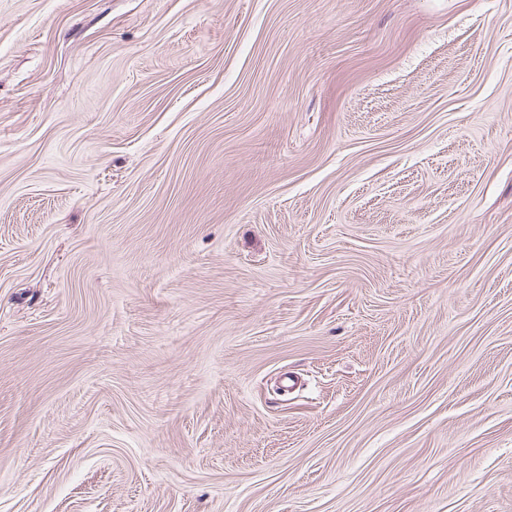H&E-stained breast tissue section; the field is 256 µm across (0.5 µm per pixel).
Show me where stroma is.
I'll use <instances>...</instances> for the list:
<instances>
[{"label": "stroma", "mask_w": 512, "mask_h": 512, "mask_svg": "<svg viewBox=\"0 0 512 512\" xmlns=\"http://www.w3.org/2000/svg\"><path fill=\"white\" fill-rule=\"evenodd\" d=\"M0 512H512V0H0Z\"/></svg>", "instance_id": "stroma-1"}]
</instances>
